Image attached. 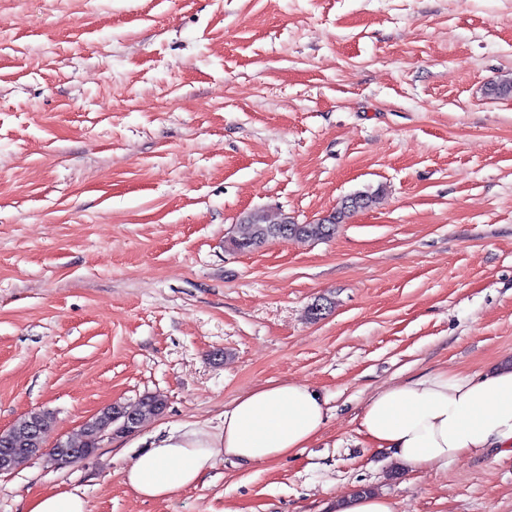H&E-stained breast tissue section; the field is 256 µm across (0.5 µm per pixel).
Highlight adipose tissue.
Listing matches in <instances>:
<instances>
[{
  "label": "adipose tissue",
  "instance_id": "obj_1",
  "mask_svg": "<svg viewBox=\"0 0 512 512\" xmlns=\"http://www.w3.org/2000/svg\"><path fill=\"white\" fill-rule=\"evenodd\" d=\"M326 405L301 382L256 387L225 409L216 434L176 429L153 438L125 468V482L142 499L166 500L197 486L217 457L250 465L293 455L321 435ZM359 429L411 473L473 453L512 455V365L477 376L442 370L385 386L363 407Z\"/></svg>",
  "mask_w": 512,
  "mask_h": 512
}]
</instances>
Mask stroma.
Instances as JSON below:
<instances>
[{
    "mask_svg": "<svg viewBox=\"0 0 512 512\" xmlns=\"http://www.w3.org/2000/svg\"><path fill=\"white\" fill-rule=\"evenodd\" d=\"M510 74L512 0H0V430L47 411L76 441L108 404L166 401L85 460L0 473V512L75 489L88 512L363 489L512 512L511 455L406 474L357 422L396 380L512 362V97L487 92ZM369 187L331 239L229 244L247 212L307 223ZM287 381L329 401L308 448L217 460L165 502L125 486L144 438L215 433Z\"/></svg>",
    "mask_w": 512,
    "mask_h": 512,
    "instance_id": "35a3bbf8",
    "label": "stroma"
}]
</instances>
